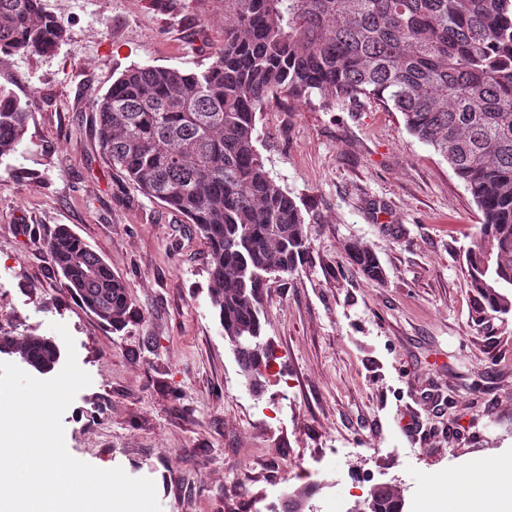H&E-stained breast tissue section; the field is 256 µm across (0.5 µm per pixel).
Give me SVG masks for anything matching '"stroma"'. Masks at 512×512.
Listing matches in <instances>:
<instances>
[{
    "instance_id": "35a3bbf8",
    "label": "stroma",
    "mask_w": 512,
    "mask_h": 512,
    "mask_svg": "<svg viewBox=\"0 0 512 512\" xmlns=\"http://www.w3.org/2000/svg\"><path fill=\"white\" fill-rule=\"evenodd\" d=\"M54 55L0 54V83L33 102L18 153L0 158V337L72 336L91 378L62 416L65 445L100 469L152 479L161 512H278L297 493L351 512L389 484L413 512L442 479L512 458V312L477 321L466 253L482 222L470 192L400 113L273 98L257 149L303 204L310 249L273 274L261 340L274 361L251 395L210 303L207 247L102 156L91 103L132 65L206 67L224 0H47ZM69 227L127 283L120 332L51 263ZM366 245L365 278L345 254ZM346 254L351 263L369 280L377 281L383 277V270L378 258L364 245L351 244Z\"/></svg>"
}]
</instances>
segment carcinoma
<instances>
[{
  "instance_id": "cac0c4a2",
  "label": "carcinoma",
  "mask_w": 512,
  "mask_h": 512,
  "mask_svg": "<svg viewBox=\"0 0 512 512\" xmlns=\"http://www.w3.org/2000/svg\"><path fill=\"white\" fill-rule=\"evenodd\" d=\"M233 24L200 70L132 66L91 105L109 164L194 225L207 244L209 296L245 367L265 378L264 282L297 270L309 244L296 198L265 168L256 112L270 96L357 107L377 100L402 115L463 182L483 220L466 260L479 319L512 311V0H224ZM66 28L46 0H0V53L49 55ZM30 104L0 84V157L23 142ZM51 263L82 303L118 330L132 318L126 282L64 227ZM346 254L382 279L364 245ZM41 371L60 356L49 338L0 340Z\"/></svg>"
}]
</instances>
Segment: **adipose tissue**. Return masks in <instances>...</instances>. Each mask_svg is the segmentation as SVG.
Segmentation results:
<instances>
[{"mask_svg": "<svg viewBox=\"0 0 512 512\" xmlns=\"http://www.w3.org/2000/svg\"><path fill=\"white\" fill-rule=\"evenodd\" d=\"M498 467L505 480L496 488L487 487L477 471L455 481L448 497V512H512V460L500 461Z\"/></svg>", "mask_w": 512, "mask_h": 512, "instance_id": "obj_1", "label": "adipose tissue"}]
</instances>
